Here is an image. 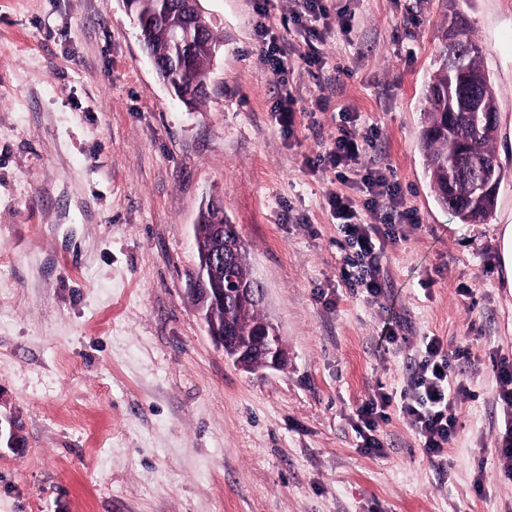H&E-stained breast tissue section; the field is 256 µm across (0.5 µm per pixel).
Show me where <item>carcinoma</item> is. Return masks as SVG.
I'll return each instance as SVG.
<instances>
[{"label": "carcinoma", "mask_w": 512, "mask_h": 512, "mask_svg": "<svg viewBox=\"0 0 512 512\" xmlns=\"http://www.w3.org/2000/svg\"><path fill=\"white\" fill-rule=\"evenodd\" d=\"M131 15L136 18L143 46L160 66L163 77L179 85L192 106L206 97V83L210 65L219 48L220 40L212 28L198 15L191 19L192 41L179 46L171 38V30L179 25L182 16L179 0H133ZM465 27L457 32V46L463 50L476 76L473 84L478 99L485 107L497 111L498 99L491 75L485 64L483 48L464 37ZM454 61L448 51L446 32H440V50L437 68L425 87V108L419 148L425 172L435 193L437 203L449 210L459 224H476L487 219L497 205L493 195L484 205L475 209L468 198L469 173L477 168L482 178L502 180V168L497 163L492 145L498 126L477 127L473 115L461 109L450 112L440 89L448 88V73ZM224 225V236L238 240L239 251L235 266L237 279L251 281L248 251L237 225L229 223L224 209L211 204L199 214L195 224L198 255L207 253L212 229ZM261 304L217 306L205 311L209 330L217 336H245L261 328L272 339L278 336L277 324L260 314Z\"/></svg>", "instance_id": "carcinoma-1"}]
</instances>
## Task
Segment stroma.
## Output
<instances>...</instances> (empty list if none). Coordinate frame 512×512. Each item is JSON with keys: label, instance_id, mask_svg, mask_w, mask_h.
Returning a JSON list of instances; mask_svg holds the SVG:
<instances>
[{"label": "stroma", "instance_id": "stroma-1", "mask_svg": "<svg viewBox=\"0 0 512 512\" xmlns=\"http://www.w3.org/2000/svg\"><path fill=\"white\" fill-rule=\"evenodd\" d=\"M339 4L349 27L315 24L319 71L294 0H201L221 47L190 110L121 0H0V420L19 439L0 447V512H512L493 367L512 359V0ZM455 12L499 102L504 178L478 224L436 203L419 151ZM268 33L287 75L261 56ZM344 111L421 219L385 246L376 297L340 278L328 198L354 184L313 164ZM212 199L264 283L282 368L239 369L195 312L193 226ZM430 336L470 353L442 467L401 412ZM380 393L384 452L367 455L354 412Z\"/></svg>", "mask_w": 512, "mask_h": 512}]
</instances>
